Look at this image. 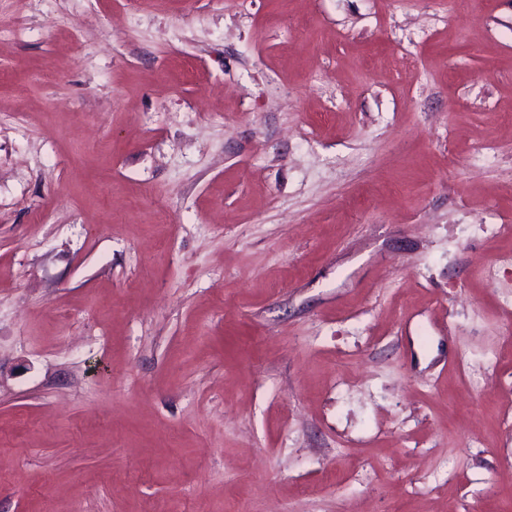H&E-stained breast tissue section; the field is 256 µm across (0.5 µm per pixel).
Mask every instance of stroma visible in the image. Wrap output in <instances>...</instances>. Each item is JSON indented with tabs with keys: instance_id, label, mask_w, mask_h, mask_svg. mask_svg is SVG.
<instances>
[{
	"instance_id": "stroma-1",
	"label": "stroma",
	"mask_w": 512,
	"mask_h": 512,
	"mask_svg": "<svg viewBox=\"0 0 512 512\" xmlns=\"http://www.w3.org/2000/svg\"><path fill=\"white\" fill-rule=\"evenodd\" d=\"M0 23V512H512V0Z\"/></svg>"
}]
</instances>
